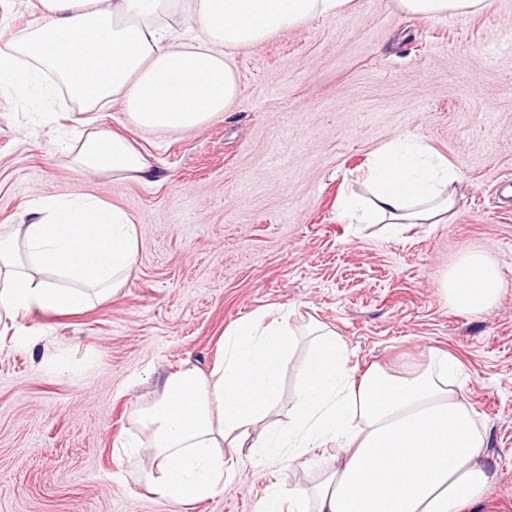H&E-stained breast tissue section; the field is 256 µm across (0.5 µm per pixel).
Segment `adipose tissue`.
<instances>
[{
    "label": "adipose tissue",
    "instance_id": "1",
    "mask_svg": "<svg viewBox=\"0 0 512 512\" xmlns=\"http://www.w3.org/2000/svg\"><path fill=\"white\" fill-rule=\"evenodd\" d=\"M352 0H38V23L0 42V89L41 97L63 85L93 111L119 103L127 123L189 130L226 112L238 95L236 52ZM424 19L466 17L487 0H399ZM85 170L138 181L152 171L124 136L88 132L76 157ZM368 197L341 201L352 224H442L456 206V170L421 140L380 147L363 174ZM30 223L0 229V326L24 313L76 310L108 298L136 261L135 225L93 197L42 198ZM503 278L479 253L465 254L443 284L449 301L476 314ZM315 348L287 431L266 426L278 376L297 337L287 316L242 321L224 336L210 374L168 377L147 413L154 460L142 479L180 512L224 484V451L256 449L290 459L333 443L336 468L308 488L274 485L261 512H459L480 502L491 476L485 428L461 396L466 376L446 353L402 375L373 365L356 373L335 331L310 322Z\"/></svg>",
    "mask_w": 512,
    "mask_h": 512
}]
</instances>
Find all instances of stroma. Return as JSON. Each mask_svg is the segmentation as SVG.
<instances>
[{
  "label": "stroma",
  "mask_w": 512,
  "mask_h": 512,
  "mask_svg": "<svg viewBox=\"0 0 512 512\" xmlns=\"http://www.w3.org/2000/svg\"><path fill=\"white\" fill-rule=\"evenodd\" d=\"M235 56L239 92L228 112L187 131L98 112L148 157L150 182L88 174L74 162L80 106L67 94L0 96V225L27 222L44 197L93 196L135 222L137 263L108 300L71 313L34 311L0 334V512H179L144 487L150 452L137 411L165 378L209 373L224 332L290 312L294 328L336 330L357 371L398 373L439 349L468 380L462 395L485 426L491 483L462 512H512V0L481 13L425 20L398 0H354ZM421 140L456 169L450 223L392 235L349 224L339 200L363 192L372 154ZM484 254L504 286L483 312L442 291L468 252ZM312 350L299 338L280 377L270 424L284 427ZM314 463L234 461L223 490L194 512H259L272 485L311 486Z\"/></svg>",
  "instance_id": "35a3bbf8"
}]
</instances>
